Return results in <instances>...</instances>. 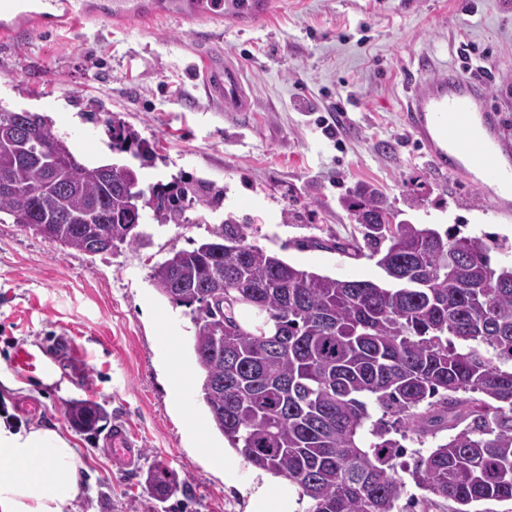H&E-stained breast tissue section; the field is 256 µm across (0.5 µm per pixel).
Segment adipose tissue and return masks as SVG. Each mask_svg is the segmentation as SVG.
Instances as JSON below:
<instances>
[{"label": "adipose tissue", "mask_w": 512, "mask_h": 512, "mask_svg": "<svg viewBox=\"0 0 512 512\" xmlns=\"http://www.w3.org/2000/svg\"><path fill=\"white\" fill-rule=\"evenodd\" d=\"M87 474L58 430L0 418V512H77Z\"/></svg>", "instance_id": "ef3b65f1"}]
</instances>
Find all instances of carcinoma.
<instances>
[{
  "label": "carcinoma",
  "instance_id": "obj_1",
  "mask_svg": "<svg viewBox=\"0 0 512 512\" xmlns=\"http://www.w3.org/2000/svg\"><path fill=\"white\" fill-rule=\"evenodd\" d=\"M112 147L145 163L152 152L130 126L112 122ZM114 165L79 160L69 136L36 112L0 111V214L13 224H53L49 240L89 252L90 224L107 225L112 247L138 245L152 219L182 224L201 202L182 179L131 195L107 181ZM360 224L381 282L301 269L247 243L229 216L191 250L157 264L158 293L192 308L199 399L213 426L250 465L280 476L308 512H401L399 441L371 422L369 405L394 417L401 437H448L417 453L411 475L431 495L471 512L512 501V267H491L482 237L430 224L390 223L383 194L361 186L345 201ZM224 281L223 308L212 285ZM265 315L261 325L236 310ZM79 429L107 418L103 406L69 404ZM371 435L367 441L365 435ZM146 486L163 499L185 482L161 465Z\"/></svg>",
  "mask_w": 512,
  "mask_h": 512
}]
</instances>
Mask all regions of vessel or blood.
Returning <instances> with one entry per match:
<instances>
[{
    "instance_id": "obj_1",
    "label": "vessel or blood",
    "mask_w": 512,
    "mask_h": 512,
    "mask_svg": "<svg viewBox=\"0 0 512 512\" xmlns=\"http://www.w3.org/2000/svg\"><path fill=\"white\" fill-rule=\"evenodd\" d=\"M270 0H107L103 10H92L87 0H0V29L24 21L34 30L85 23L95 17L116 22L146 21L166 16L190 23L196 38H212L209 23L233 19L249 28L268 13ZM205 89L223 98L227 111L242 106L238 72L225 65L218 50L202 55ZM405 122L418 135L431 164L440 171L463 174L476 171L490 191L492 205L512 207V130L502 110L490 107L483 84L457 72L424 79L405 107ZM10 365L22 373L52 378L55 367L38 351L18 348ZM103 444L118 468H127L140 453L130 427L113 424Z\"/></svg>"
}]
</instances>
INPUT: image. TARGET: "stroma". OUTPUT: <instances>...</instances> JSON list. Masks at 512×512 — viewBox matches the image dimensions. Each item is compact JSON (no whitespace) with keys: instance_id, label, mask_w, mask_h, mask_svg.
Segmentation results:
<instances>
[{"instance_id":"1","label":"stroma","mask_w":512,"mask_h":512,"mask_svg":"<svg viewBox=\"0 0 512 512\" xmlns=\"http://www.w3.org/2000/svg\"><path fill=\"white\" fill-rule=\"evenodd\" d=\"M241 71L251 109L228 112L197 74V41L173 19L144 27L107 19L0 41V108L37 112L66 131L77 154L135 167L142 185L182 176L218 206L187 210L183 224L144 225L141 246L88 254L17 224H0V416L68 435L93 476L78 512H248L240 488L253 466L211 424L196 388L176 391L168 361L189 372L195 333L187 307L158 294L151 275L171 249L190 250L231 217L249 243L303 269L380 281L359 224L342 206L361 184L377 187L399 219L489 235L492 267L512 264V214L492 210L475 181L437 171L412 140L403 108L420 78L456 70L481 79L488 102L512 101V0H272L270 14L218 31ZM153 148L151 164L112 148L110 120ZM358 248L359 256L333 250ZM68 337L85 373L60 357V382L16 373L17 347ZM105 407L140 438L136 466L119 473L101 431L77 429L72 401ZM226 450L206 460L199 437ZM164 462L186 492L165 501L145 485ZM235 471L225 480V467Z\"/></svg>"}]
</instances>
